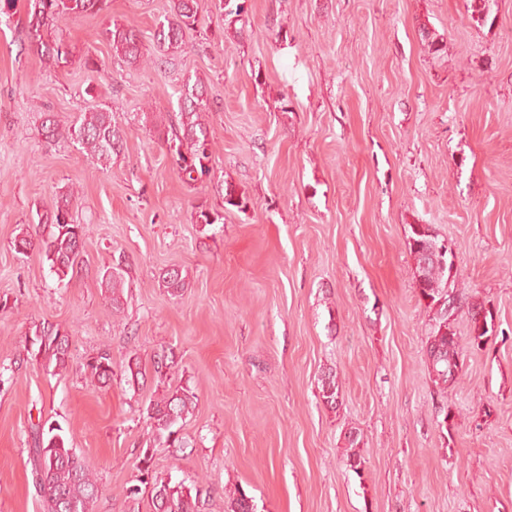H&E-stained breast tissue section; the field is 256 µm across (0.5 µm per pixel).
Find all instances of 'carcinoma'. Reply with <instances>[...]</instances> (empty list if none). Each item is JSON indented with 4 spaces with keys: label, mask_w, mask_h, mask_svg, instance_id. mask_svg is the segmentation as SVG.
<instances>
[{
    "label": "carcinoma",
    "mask_w": 512,
    "mask_h": 512,
    "mask_svg": "<svg viewBox=\"0 0 512 512\" xmlns=\"http://www.w3.org/2000/svg\"><path fill=\"white\" fill-rule=\"evenodd\" d=\"M31 10L26 23L29 48L48 63L63 67L71 62L73 50L60 34V23L68 18L99 14L107 10L108 0H30ZM201 24L196 0H172L170 14L160 23L154 34L156 49L143 48V43L131 27L114 24L105 30L112 48V56L127 65L140 68L161 66L176 59L185 50V36L196 31ZM209 111V85L197 77L186 81L179 94V111L159 118L157 129L164 134L163 145L172 156L180 175L189 181H200L209 175L211 138L205 112ZM42 129L50 139L64 138L79 146L80 150L108 162L120 154L125 136L112 123V113L97 107L83 113L80 123L60 131L53 115L44 114ZM72 194L59 197L52 211L39 217V223L51 227L43 241L50 269L62 279L79 272L82 264L83 227L75 222L72 212ZM441 240L426 224H411L408 228L407 247L417 261V288L427 307L435 311L434 322L425 338L428 355L432 356V372L436 381L455 382L459 375V358L464 345L455 330V310L448 309L454 295L452 284L455 273V251L437 252ZM163 286L171 293L186 288L185 278L177 268L162 274ZM105 286L112 294V308L121 309L122 277L120 269L110 271ZM470 330L467 344L481 347L488 340V319L491 310L483 306L469 309ZM33 357H42L54 364V371L67 369L69 337L50 322L41 324L27 349ZM90 375L100 383L112 379V356L103 351L86 364ZM321 398L328 404L336 403L338 391L336 375L329 372L321 378ZM197 398L192 390L177 387L168 391L146 408L148 419L156 431L160 445L168 448L181 446L179 433L188 415L196 407ZM32 464V485L40 497L43 512H91L101 488L93 463L70 447L66 438L53 433L35 432L34 447L29 449ZM152 504L155 512H198L197 499L183 483L170 480L153 482Z\"/></svg>",
    "instance_id": "obj_1"
}]
</instances>
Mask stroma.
I'll list each match as a JSON object with an SVG mask.
<instances>
[{
    "label": "stroma",
    "instance_id": "1",
    "mask_svg": "<svg viewBox=\"0 0 512 512\" xmlns=\"http://www.w3.org/2000/svg\"><path fill=\"white\" fill-rule=\"evenodd\" d=\"M170 5L111 0L64 21L73 58L59 68L28 48L29 0L0 15V512H43L37 426L61 427L95 464L94 512H153L148 447L153 476L197 490L198 512H228L239 488L255 512H512V0H489L480 25L469 0H246L229 24L220 0H197L201 30L174 65L113 57L108 24L150 48ZM218 29L223 41L209 39ZM196 76L214 150L209 178L190 185L155 120ZM98 105L127 133L110 165L46 141L44 113L65 128ZM228 183L246 209L224 204ZM64 192L85 244L81 271L61 280L15 239L47 238L38 217ZM201 206L220 221L196 223ZM412 224L455 249L458 336L469 304L496 315L451 386L425 351L434 313L415 288ZM114 266L117 313L102 282ZM171 267L187 283L178 296L161 282ZM45 322L70 342L57 375L27 353ZM103 349L105 385L86 368ZM180 386L197 397L185 445L157 446L146 408Z\"/></svg>",
    "mask_w": 512,
    "mask_h": 512
}]
</instances>
